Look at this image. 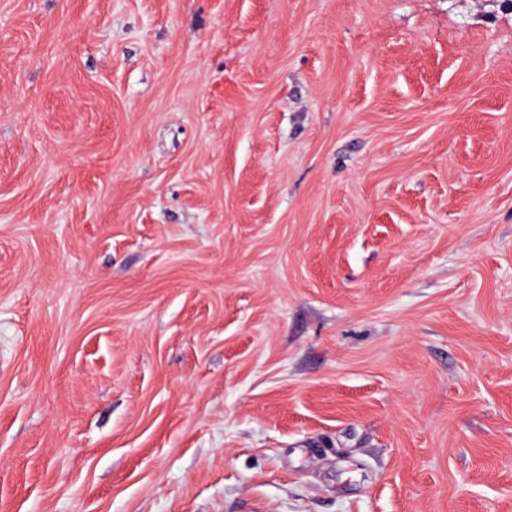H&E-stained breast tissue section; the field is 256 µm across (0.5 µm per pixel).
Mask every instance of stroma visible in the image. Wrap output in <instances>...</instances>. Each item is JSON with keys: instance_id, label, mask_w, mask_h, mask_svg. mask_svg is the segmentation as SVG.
I'll return each mask as SVG.
<instances>
[{"instance_id": "35a3bbf8", "label": "stroma", "mask_w": 512, "mask_h": 512, "mask_svg": "<svg viewBox=\"0 0 512 512\" xmlns=\"http://www.w3.org/2000/svg\"><path fill=\"white\" fill-rule=\"evenodd\" d=\"M0 512H512V12L0 0Z\"/></svg>"}]
</instances>
